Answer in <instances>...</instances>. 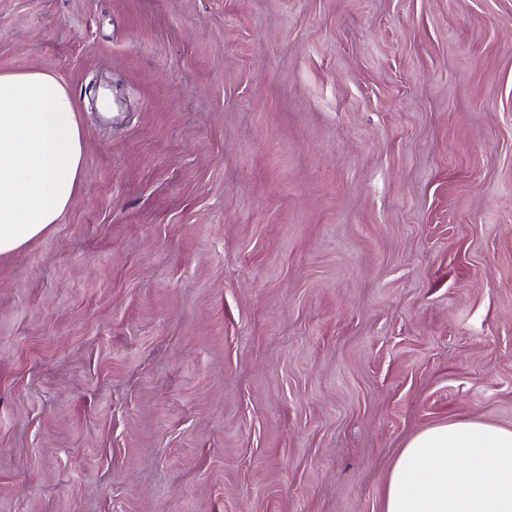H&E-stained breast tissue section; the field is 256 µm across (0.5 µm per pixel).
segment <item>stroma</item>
Instances as JSON below:
<instances>
[{
    "mask_svg": "<svg viewBox=\"0 0 512 512\" xmlns=\"http://www.w3.org/2000/svg\"><path fill=\"white\" fill-rule=\"evenodd\" d=\"M86 134L0 256V512H382L512 429V0H0Z\"/></svg>",
    "mask_w": 512,
    "mask_h": 512,
    "instance_id": "obj_1",
    "label": "stroma"
}]
</instances>
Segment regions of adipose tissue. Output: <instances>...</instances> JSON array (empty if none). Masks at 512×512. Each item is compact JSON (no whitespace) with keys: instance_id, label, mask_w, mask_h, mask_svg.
<instances>
[{"instance_id":"obj_1","label":"adipose tissue","mask_w":512,"mask_h":512,"mask_svg":"<svg viewBox=\"0 0 512 512\" xmlns=\"http://www.w3.org/2000/svg\"><path fill=\"white\" fill-rule=\"evenodd\" d=\"M84 151L63 82L39 70L0 73V255L61 221ZM382 512H512V430L456 421L417 434L388 475Z\"/></svg>"}]
</instances>
